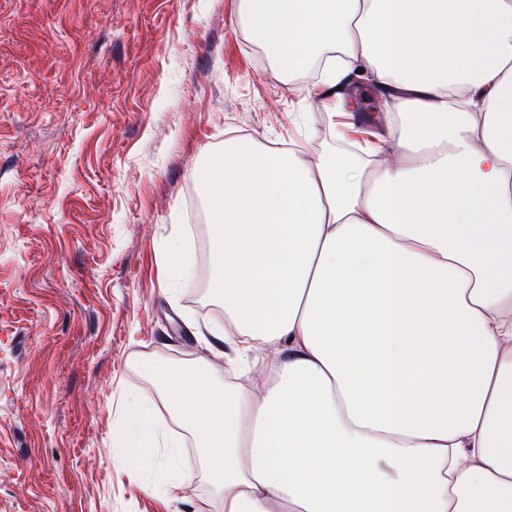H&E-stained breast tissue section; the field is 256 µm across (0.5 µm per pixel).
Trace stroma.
I'll return each mask as SVG.
<instances>
[{
  "instance_id": "35a3bbf8",
  "label": "stroma",
  "mask_w": 512,
  "mask_h": 512,
  "mask_svg": "<svg viewBox=\"0 0 512 512\" xmlns=\"http://www.w3.org/2000/svg\"><path fill=\"white\" fill-rule=\"evenodd\" d=\"M239 0H0V512H211L120 461V396L141 362L223 380L214 299L170 279L208 226L197 168L230 137L285 146L321 123L276 74Z\"/></svg>"
}]
</instances>
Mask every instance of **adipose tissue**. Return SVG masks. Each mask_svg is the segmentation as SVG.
<instances>
[{
    "label": "adipose tissue",
    "instance_id": "adipose-tissue-1",
    "mask_svg": "<svg viewBox=\"0 0 512 512\" xmlns=\"http://www.w3.org/2000/svg\"><path fill=\"white\" fill-rule=\"evenodd\" d=\"M239 23L281 76L359 70L375 111L346 92L326 123L381 145L234 137L197 170L213 333L266 368L150 361L125 465L190 486L189 436L221 512H512V0H239Z\"/></svg>",
    "mask_w": 512,
    "mask_h": 512
}]
</instances>
